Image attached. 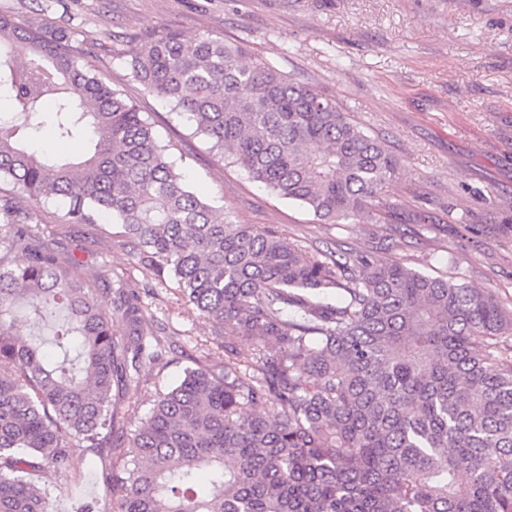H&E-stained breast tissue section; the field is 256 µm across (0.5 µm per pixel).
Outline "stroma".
I'll list each match as a JSON object with an SVG mask.
<instances>
[{
    "label": "stroma",
    "instance_id": "1",
    "mask_svg": "<svg viewBox=\"0 0 512 512\" xmlns=\"http://www.w3.org/2000/svg\"><path fill=\"white\" fill-rule=\"evenodd\" d=\"M0 13L39 16L75 31L84 60L174 139L179 167L198 193L224 200L236 224L272 229L310 253L370 250L424 274L493 290L512 309V0H0ZM220 35L247 46L308 84L383 139L401 161L388 199L425 224L372 232L365 224H323L303 207L217 162L190 122L131 80L128 52L146 37ZM62 202L34 210L44 234L68 228L67 242L98 287L124 274L144 286L148 321L166 328L161 363L125 398L149 409L156 390L178 381L211 334L179 311L170 284L144 275L114 224L66 225ZM443 228H432L435 220ZM77 468L49 470L52 512L78 503L108 507V459L74 447Z\"/></svg>",
    "mask_w": 512,
    "mask_h": 512
}]
</instances>
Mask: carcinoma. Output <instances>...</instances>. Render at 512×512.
I'll use <instances>...</instances> for the list:
<instances>
[{
    "label": "carcinoma",
    "mask_w": 512,
    "mask_h": 512,
    "mask_svg": "<svg viewBox=\"0 0 512 512\" xmlns=\"http://www.w3.org/2000/svg\"><path fill=\"white\" fill-rule=\"evenodd\" d=\"M247 55L168 30L128 67L218 161L314 220L407 223L384 199L400 170L386 145ZM2 102L0 180L28 204L0 197V512H48L31 476L73 467V438L110 459L112 512H512V311L493 291L219 221L66 28L0 14ZM48 116L87 152L33 151ZM49 199L71 224L119 225L139 268L214 328L224 355L194 360L144 415L123 396L161 360L159 330L137 283L96 288L65 233L33 226ZM54 318L50 341L16 337L17 320Z\"/></svg>",
    "instance_id": "1"
}]
</instances>
